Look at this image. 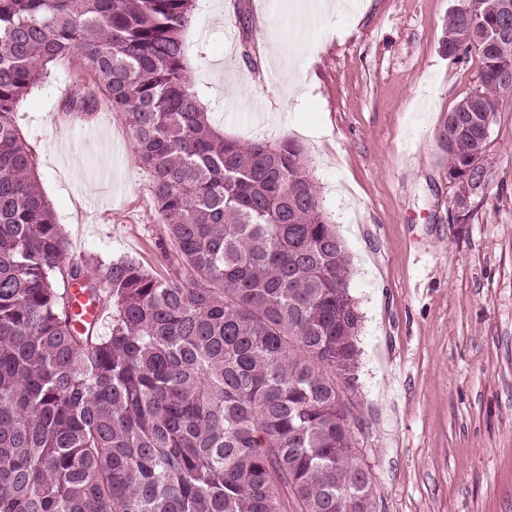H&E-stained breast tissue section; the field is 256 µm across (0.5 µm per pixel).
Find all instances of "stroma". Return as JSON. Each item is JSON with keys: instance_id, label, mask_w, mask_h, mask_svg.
<instances>
[{"instance_id": "35a3bbf8", "label": "stroma", "mask_w": 512, "mask_h": 512, "mask_svg": "<svg viewBox=\"0 0 512 512\" xmlns=\"http://www.w3.org/2000/svg\"><path fill=\"white\" fill-rule=\"evenodd\" d=\"M456 4L349 0L301 24L296 0H199L187 36L225 136L297 140L351 254L353 431L376 512H512V93L491 126L485 198L452 223L441 134L481 67L477 53L453 64L442 52ZM92 83L71 57L21 104L41 187L74 256L164 269L123 118L57 110Z\"/></svg>"}]
</instances>
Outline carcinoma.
<instances>
[{"label": "carcinoma", "mask_w": 512, "mask_h": 512, "mask_svg": "<svg viewBox=\"0 0 512 512\" xmlns=\"http://www.w3.org/2000/svg\"><path fill=\"white\" fill-rule=\"evenodd\" d=\"M197 0H0V512H366L350 261L300 144L228 139L203 106L185 35ZM500 0H460L442 43L479 84L444 129L454 195H475L512 92ZM95 82L63 101L125 120L152 177L160 274L71 255L17 110L57 61ZM109 310L77 326L70 285Z\"/></svg>", "instance_id": "1"}]
</instances>
